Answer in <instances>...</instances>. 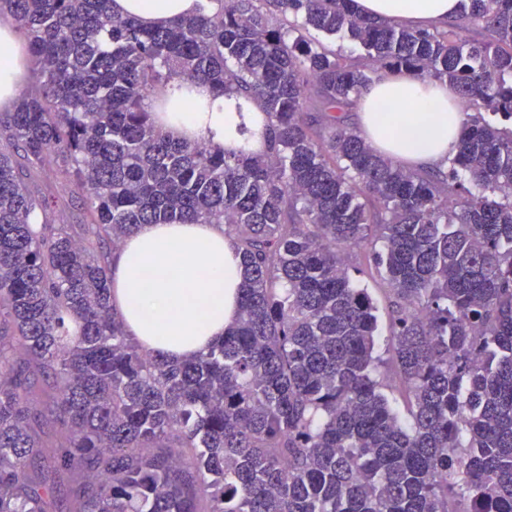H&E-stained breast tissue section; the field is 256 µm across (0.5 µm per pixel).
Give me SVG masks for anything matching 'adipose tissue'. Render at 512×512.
<instances>
[{
	"label": "adipose tissue",
	"instance_id": "ef3b65f1",
	"mask_svg": "<svg viewBox=\"0 0 512 512\" xmlns=\"http://www.w3.org/2000/svg\"><path fill=\"white\" fill-rule=\"evenodd\" d=\"M200 0H113L120 16L162 25L194 15ZM366 16L432 29L448 24L460 0H356ZM0 108L6 109L24 82L26 62L13 25L0 21ZM168 98L186 96L204 110L162 113V127L179 136L202 138L218 147L250 152L264 148L266 116L259 109L236 111L232 97L176 78ZM361 132L381 153L414 168L448 164L457 150L462 113L447 84L407 73H387L360 99ZM181 267L172 269L171 250ZM243 271L232 237L220 224H144L112 258V308L129 335L153 353L188 360L223 336L236 320Z\"/></svg>",
	"mask_w": 512,
	"mask_h": 512
}]
</instances>
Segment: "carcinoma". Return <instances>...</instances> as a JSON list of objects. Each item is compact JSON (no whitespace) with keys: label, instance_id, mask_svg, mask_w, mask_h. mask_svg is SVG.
Listing matches in <instances>:
<instances>
[{"label":"carcinoma","instance_id":"obj_1","mask_svg":"<svg viewBox=\"0 0 512 512\" xmlns=\"http://www.w3.org/2000/svg\"><path fill=\"white\" fill-rule=\"evenodd\" d=\"M209 2L145 27L112 0H0L39 78L0 112V512H456L450 491L461 512H512V0H464L433 31L355 0ZM389 71L458 94L448 171L345 125ZM176 77L258 102L266 149L163 130ZM52 164L76 224L27 186ZM142 224H225L242 256L237 321L184 363L112 310V255ZM347 248L390 289L408 425ZM381 377L383 379V383L387 385L386 393L391 399H393L395 407L403 413L404 393L402 391V385L397 374L388 363L381 368Z\"/></svg>","mask_w":512,"mask_h":512}]
</instances>
